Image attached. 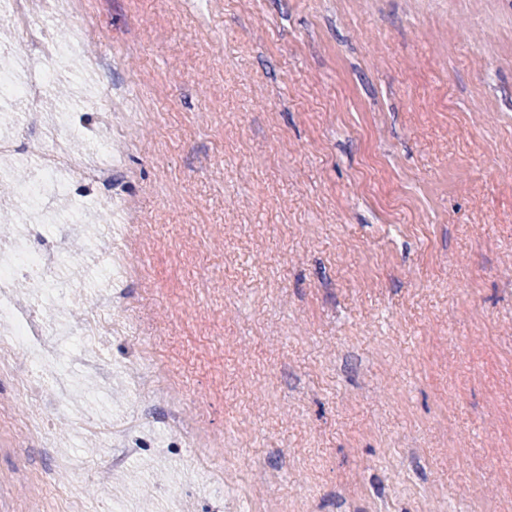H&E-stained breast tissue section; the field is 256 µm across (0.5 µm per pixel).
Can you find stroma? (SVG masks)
<instances>
[{
	"instance_id": "35a3bbf8",
	"label": "stroma",
	"mask_w": 512,
	"mask_h": 512,
	"mask_svg": "<svg viewBox=\"0 0 512 512\" xmlns=\"http://www.w3.org/2000/svg\"><path fill=\"white\" fill-rule=\"evenodd\" d=\"M93 38L37 106L0 115L33 170L45 119L88 145L90 80L141 121L112 139V184L41 228L64 250L93 203L129 206L131 330L99 351L132 454L59 422L104 498L187 512H512V0H85ZM111 58L85 74L83 58ZM175 385L147 402L142 347ZM220 431L214 482L172 414ZM0 424V512H62L70 483ZM111 468L122 483L92 488ZM42 486L31 498L29 484Z\"/></svg>"
}]
</instances>
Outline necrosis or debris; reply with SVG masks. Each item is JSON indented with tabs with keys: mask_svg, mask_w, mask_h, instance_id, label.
<instances>
[{
	"mask_svg": "<svg viewBox=\"0 0 512 512\" xmlns=\"http://www.w3.org/2000/svg\"><path fill=\"white\" fill-rule=\"evenodd\" d=\"M74 4L75 0H0V18L27 33L40 31L47 22L72 13ZM77 49V42L48 40L38 43L36 54L29 59L1 67L0 109L14 110L23 103L35 104L43 85L54 82L57 64ZM99 123L102 132L85 151L75 149L70 136L61 133L48 132L36 139L30 153L38 164L31 178L18 184L15 190L16 199L24 204L19 214L22 223H44L54 198L74 186L111 181L114 164L111 112H102ZM99 207L105 223L101 240L92 250L99 255L103 271L101 285L110 289L117 277L130 273L126 259L130 239L126 229L115 228L111 222V199L100 200ZM61 261V251L51 241L40 246L27 238L0 242V381L14 380L16 358L26 355L35 374L51 378L58 388L56 398L49 404L51 413H70L75 430L92 436L99 440L101 447L108 448L129 430L142 427L146 416L136 415L127 424L115 425L70 412L66 397L71 391L72 366L79 363L96 370L93 342L123 330V321L113 317L112 305L107 302L101 304L77 333L58 321L24 316L13 293L15 281L23 278L30 284L29 299L42 304H63L71 298L72 292L59 275ZM0 422L18 428L25 445L44 448L52 445L48 420L17 416L12 401H0Z\"/></svg>",
	"mask_w": 512,
	"mask_h": 512,
	"instance_id": "1",
	"label": "necrosis or debris"
}]
</instances>
